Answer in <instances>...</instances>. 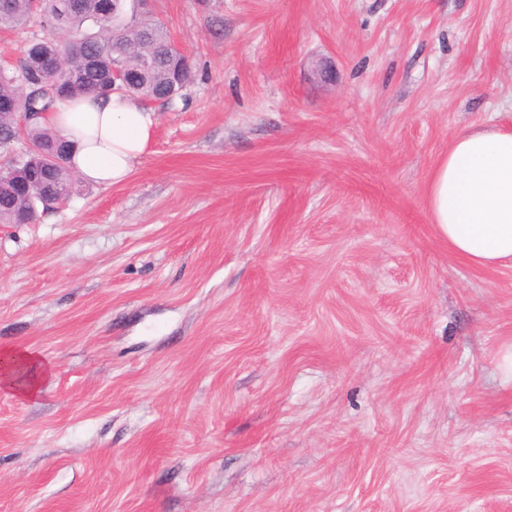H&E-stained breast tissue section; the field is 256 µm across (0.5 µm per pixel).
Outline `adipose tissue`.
Listing matches in <instances>:
<instances>
[{"label":"adipose tissue","mask_w":512,"mask_h":512,"mask_svg":"<svg viewBox=\"0 0 512 512\" xmlns=\"http://www.w3.org/2000/svg\"><path fill=\"white\" fill-rule=\"evenodd\" d=\"M41 122L75 142L69 166L82 180L114 186L129 179L156 118L116 92L106 101L85 96L60 103ZM426 198L439 236L458 258L479 268L512 262V132L484 128L456 136ZM50 375L33 350L0 349V389L32 399Z\"/></svg>","instance_id":"adipose-tissue-1"}]
</instances>
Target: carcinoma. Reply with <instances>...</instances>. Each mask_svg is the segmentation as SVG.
<instances>
[{
  "instance_id": "carcinoma-1",
  "label": "carcinoma",
  "mask_w": 512,
  "mask_h": 512,
  "mask_svg": "<svg viewBox=\"0 0 512 512\" xmlns=\"http://www.w3.org/2000/svg\"><path fill=\"white\" fill-rule=\"evenodd\" d=\"M0 0V31L37 25L14 67L0 70V132L17 144L0 166V223L33 224L43 201L39 187L65 184L71 195L69 157L74 144L49 128L27 124L16 132V112H49L83 95L108 98L121 90L144 102L174 103L190 80L189 58L169 51L166 28L147 13L126 19L113 0ZM61 50L63 74L43 70L46 48Z\"/></svg>"
}]
</instances>
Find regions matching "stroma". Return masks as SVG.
<instances>
[{
	"label": "stroma",
	"mask_w": 512,
	"mask_h": 512,
	"mask_svg": "<svg viewBox=\"0 0 512 512\" xmlns=\"http://www.w3.org/2000/svg\"><path fill=\"white\" fill-rule=\"evenodd\" d=\"M192 79L130 178L0 224V512H512V265L439 238L512 130V0H152ZM428 210L448 250L479 268L512 262V132L459 134L426 187ZM0 352L6 361L0 369V387L19 397L35 398L50 378V366L28 348L6 347Z\"/></svg>",
	"instance_id": "35a3bbf8"
}]
</instances>
